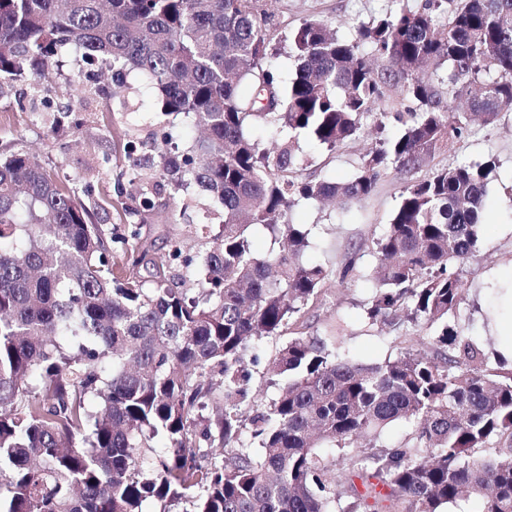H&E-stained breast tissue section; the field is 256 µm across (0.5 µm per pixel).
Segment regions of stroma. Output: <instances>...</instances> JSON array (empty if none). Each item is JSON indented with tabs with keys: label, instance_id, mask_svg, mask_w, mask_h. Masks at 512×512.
<instances>
[{
	"label": "stroma",
	"instance_id": "stroma-1",
	"mask_svg": "<svg viewBox=\"0 0 512 512\" xmlns=\"http://www.w3.org/2000/svg\"><path fill=\"white\" fill-rule=\"evenodd\" d=\"M422 0H275L273 8L280 22L276 60L283 74H291V33L306 19H320L331 25L338 37H353L359 24L386 14L417 8ZM67 71L51 74L49 96L56 105L68 106L79 120L77 129L54 133L58 114L20 110L17 102L29 99L31 88L18 82L0 94V149L21 143L36 155L57 178L70 185L92 183L97 203L94 221L115 241L114 258L132 248L157 255L168 252L173 241H180L185 253L195 254L210 245L200 224L206 209L215 201L196 187L175 193L156 189L153 178V141L165 123L154 97L148 96L137 76L127 78L126 96L107 102L104 98L70 93ZM402 130L380 105L364 119L358 135L328 153L318 143L301 137L299 141L302 178L350 179L360 158L375 147L379 137H396ZM109 157L108 168H100L102 157ZM494 161L495 170L487 188L484 224L477 229L478 242L464 266L470 288L453 320L466 334L486 343L491 331L483 314L494 299L498 274L512 269V112L495 124L474 126L470 134L443 156L448 165ZM404 189L395 171L378 180L375 192L366 200L342 209L315 201L294 207L292 220L312 230V245L305 253L308 262L334 268L351 247H360L361 263L372 268L375 258L371 240L390 223ZM152 197L153 209H143V197ZM139 228V239H131L132 228ZM373 295L371 279L349 281L344 287L328 283L310 303L304 318L307 335L327 339L335 325L344 329L342 350L365 363H381L395 358L399 343L392 333L371 326L364 306Z\"/></svg>",
	"mask_w": 512,
	"mask_h": 512
}]
</instances>
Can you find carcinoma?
<instances>
[{"mask_svg":"<svg viewBox=\"0 0 512 512\" xmlns=\"http://www.w3.org/2000/svg\"><path fill=\"white\" fill-rule=\"evenodd\" d=\"M274 18L262 0H0V92L66 64L141 76L176 119L156 134L155 176L222 205L204 253L175 241L118 264L79 197L91 184L0 152V512H440L464 496L512 512V368L448 323L495 162L430 166L512 112V0H423L350 40L306 19L286 92ZM442 68L441 85L425 77ZM385 100L400 136L348 180L298 178L301 135L333 153ZM255 123L288 138L262 147ZM390 166L408 179L372 241L365 313L401 338L427 330L426 349L366 364L296 336L266 365L287 378L277 397L244 417L255 341L360 268L357 250L334 270L304 261L309 229L290 212L360 202ZM257 226L279 245L264 258ZM403 420L404 441L377 444Z\"/></svg>","mask_w":512,"mask_h":512,"instance_id":"cac0c4a2","label":"carcinoma"}]
</instances>
